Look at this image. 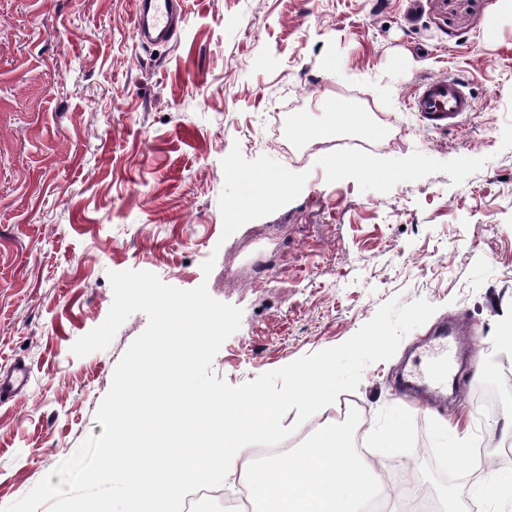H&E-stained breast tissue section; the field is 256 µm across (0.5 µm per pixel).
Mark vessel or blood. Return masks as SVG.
Segmentation results:
<instances>
[{"mask_svg": "<svg viewBox=\"0 0 512 512\" xmlns=\"http://www.w3.org/2000/svg\"><path fill=\"white\" fill-rule=\"evenodd\" d=\"M184 17L183 0H135L134 34L139 42L156 45L169 41ZM465 82L458 77H438L423 83L413 94L412 111L434 125H443L472 111L471 99L464 92ZM456 326L447 322L435 332L438 346L429 356L418 383L439 390L448 385L452 355L448 340L456 336ZM29 370L25 363L15 362L9 373L0 377V399L19 393L27 384Z\"/></svg>", "mask_w": 512, "mask_h": 512, "instance_id": "1", "label": "vessel or blood"}]
</instances>
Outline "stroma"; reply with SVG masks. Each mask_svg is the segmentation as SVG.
Wrapping results in <instances>:
<instances>
[{"label":"stroma","mask_w":512,"mask_h":512,"mask_svg":"<svg viewBox=\"0 0 512 512\" xmlns=\"http://www.w3.org/2000/svg\"><path fill=\"white\" fill-rule=\"evenodd\" d=\"M186 0L168 44L133 35V0H0V374L27 386L0 403V508L26 495L103 427L114 370L146 328L130 315L110 345L71 347L113 301L109 272L207 284L242 311L212 362L238 386L338 346L393 298L433 316L388 360L339 394L361 414L360 450L409 512L427 493L441 512H484L449 489L433 457L440 425L464 418L467 466L512 463V7L506 0ZM466 78L474 103L457 126L407 109L419 83ZM341 101L392 120L390 146L361 168L324 164L309 142L291 164L280 112L324 125ZM239 148L307 173L299 196L223 236V159ZM214 259L211 274L202 265ZM472 330L457 397L433 408L398 374L442 320ZM400 414L404 445L379 442ZM29 370L24 362H15L4 377H0V399L19 393L27 384Z\"/></svg>","instance_id":"1"}]
</instances>
